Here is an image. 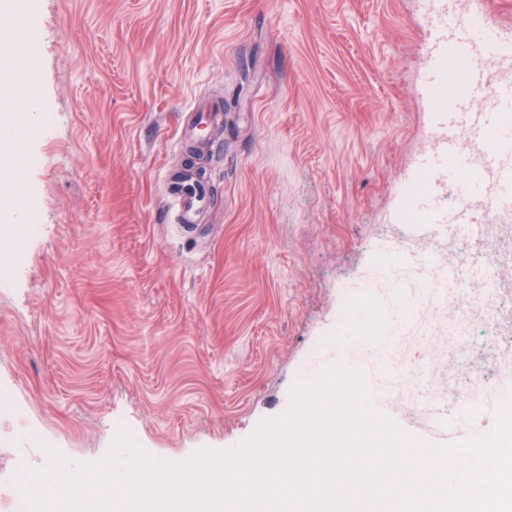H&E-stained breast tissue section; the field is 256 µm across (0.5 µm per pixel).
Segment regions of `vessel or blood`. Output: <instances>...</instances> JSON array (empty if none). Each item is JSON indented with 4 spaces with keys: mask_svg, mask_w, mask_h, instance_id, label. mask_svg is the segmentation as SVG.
Returning <instances> with one entry per match:
<instances>
[{
    "mask_svg": "<svg viewBox=\"0 0 512 512\" xmlns=\"http://www.w3.org/2000/svg\"><path fill=\"white\" fill-rule=\"evenodd\" d=\"M424 4L431 27L429 65L410 93L426 106L432 148L405 185L406 203L395 220L404 222L413 212L432 224L476 223V211L462 216L440 205L442 188L453 180L464 199H476L486 190L501 213L512 215V80L502 81L494 97L486 95L492 79L489 61L512 70V40L481 20L459 28L458 0ZM486 156L493 161L489 182L483 174ZM209 204L208 192L189 183L170 184L164 195L166 210L184 224L195 222Z\"/></svg>",
    "mask_w": 512,
    "mask_h": 512,
    "instance_id": "1",
    "label": "vessel or blood"
}]
</instances>
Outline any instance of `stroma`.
I'll use <instances>...</instances> for the list:
<instances>
[{
    "instance_id": "35a3bbf8",
    "label": "stroma",
    "mask_w": 512,
    "mask_h": 512,
    "mask_svg": "<svg viewBox=\"0 0 512 512\" xmlns=\"http://www.w3.org/2000/svg\"><path fill=\"white\" fill-rule=\"evenodd\" d=\"M7 24L37 53L12 109L31 229L0 244V378L18 406L0 419L1 468L33 426L50 476L100 461L121 424L162 461L235 448L327 354L372 335L384 416L428 436L439 406L392 387L395 354L421 362V340L344 321L373 252L419 245L387 218L427 147L408 92L426 64L422 0H28ZM215 105L212 206L181 224L164 178ZM459 345L460 366L440 359L429 384L461 367L511 377L512 303L476 308Z\"/></svg>"
}]
</instances>
